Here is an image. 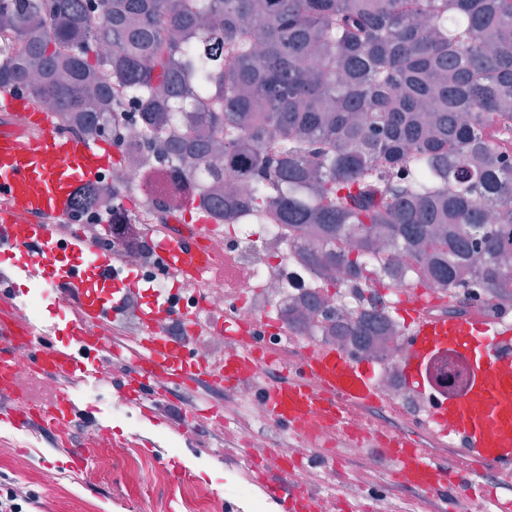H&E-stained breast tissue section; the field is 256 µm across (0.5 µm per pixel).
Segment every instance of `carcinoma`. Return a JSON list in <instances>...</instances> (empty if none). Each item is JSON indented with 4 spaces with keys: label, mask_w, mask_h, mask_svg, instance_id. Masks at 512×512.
Listing matches in <instances>:
<instances>
[{
    "label": "carcinoma",
    "mask_w": 512,
    "mask_h": 512,
    "mask_svg": "<svg viewBox=\"0 0 512 512\" xmlns=\"http://www.w3.org/2000/svg\"><path fill=\"white\" fill-rule=\"evenodd\" d=\"M0 0V90L104 125L114 88L143 104L157 157L196 180L208 156L250 181L245 200L198 208L275 212L352 251L373 281L378 245L410 252L470 300L512 299V0ZM217 96L221 110L196 112ZM192 123L185 135L174 131ZM269 149L259 151L255 140ZM82 184L69 208H96ZM385 331L369 315L334 328Z\"/></svg>",
    "instance_id": "carcinoma-1"
}]
</instances>
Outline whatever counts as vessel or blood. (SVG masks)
I'll list each match as a JSON object with an SVG mask.
<instances>
[{
	"label": "vessel or blood",
	"instance_id": "obj_1",
	"mask_svg": "<svg viewBox=\"0 0 512 512\" xmlns=\"http://www.w3.org/2000/svg\"><path fill=\"white\" fill-rule=\"evenodd\" d=\"M108 164L98 145L58 134L49 107L31 96L1 92L0 250L53 267L62 244L70 253L86 254L97 276L111 281L112 254L101 252L81 234H60L74 190ZM212 232V225L201 224L195 234L160 240L175 279L184 286H197L223 272V260L208 248ZM81 282L76 270L53 279L55 288L74 295L75 321L82 330L75 345L63 347L49 342L45 330L21 316L15 289L0 282V414L18 429L50 430L63 445L79 413L67 384L80 367L103 356L125 364V374L113 382L121 394L146 380L164 385L185 376L167 356L168 338L146 334L132 345L115 339L113 323L124 299L113 300L108 311L87 305L79 299ZM425 307V298L412 290L395 304L405 318L407 338L400 372L408 387H427L426 365L439 339L467 362L471 375L464 395L435 408L428 418L433 436L459 442L462 451L454 465L435 462L412 437L380 436L362 420L375 400L372 373L338 351L308 352L301 374L262 381L254 375L261 352L241 335L237 321L228 318L223 324L236 336V348L227 353L221 370L197 362L194 372L215 388L251 384L253 397L266 402L273 417L304 426L315 445L313 457L334 467L346 468L349 460L325 454L324 443L345 448L360 439L409 472L426 498H444L452 487L482 496L487 491L482 464L497 465L503 476L512 477V316L493 319L478 311L437 316ZM282 456V450L273 449L272 462L259 464L266 490L283 512H315L311 495L293 481Z\"/></svg>",
	"mask_w": 512,
	"mask_h": 512
}]
</instances>
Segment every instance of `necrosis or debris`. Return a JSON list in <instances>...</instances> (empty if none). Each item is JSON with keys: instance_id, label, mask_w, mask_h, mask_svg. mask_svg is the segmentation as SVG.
<instances>
[{"instance_id": "necrosis-or-debris-1", "label": "necrosis or debris", "mask_w": 512, "mask_h": 512, "mask_svg": "<svg viewBox=\"0 0 512 512\" xmlns=\"http://www.w3.org/2000/svg\"><path fill=\"white\" fill-rule=\"evenodd\" d=\"M140 112V104L128 100L114 116L115 136L132 158L118 170L101 174V183L111 188L103 206L105 211L114 212L117 223L135 229L163 220L176 227L180 215L193 202V185L172 168L146 161L138 150ZM130 193L139 199L133 210L125 206ZM214 223L219 230L209 245L235 256L237 290L229 292L218 283L199 290L184 289L176 298L178 312L188 313L201 307L210 312L233 309L257 348L273 355L281 370L297 369L296 349L300 346L335 349L352 361L374 364L377 425L389 432L415 437L437 459L445 461L458 452L454 441L432 442L422 423L437 400L463 395L468 367L462 358L451 352L436 355L429 366L433 388L419 393L407 388L400 379L399 364L406 348L403 324H396L393 336L384 342L376 336L336 338L322 331L335 319L352 320L370 310L377 311L382 320H389L392 302L409 286L405 274L415 267L410 254L402 250L395 254L394 261L403 274L392 279L388 287H379L374 282L355 285L313 272L308 254L323 246L322 239L314 233L292 231L265 218L257 224L240 222L228 226L218 217ZM106 248L137 268L141 280L153 292L169 288V263L163 252L152 246L144 251L128 249L119 234L111 236ZM221 405L223 416L207 420L214 433L209 450L224 453L223 434L229 426H236L239 451L235 459L240 474L224 488V499L234 502V512H268V502L257 491L259 481L252 472V463L268 458L274 447L285 449L297 462L292 477L306 484L318 512H335L340 495L353 501L359 512H393L381 483L364 484L332 466L313 470L309 462L311 440L272 417L264 401L254 399L245 387L224 392Z\"/></svg>"}]
</instances>
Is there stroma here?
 <instances>
[{"label": "stroma", "instance_id": "1", "mask_svg": "<svg viewBox=\"0 0 512 512\" xmlns=\"http://www.w3.org/2000/svg\"><path fill=\"white\" fill-rule=\"evenodd\" d=\"M76 393L87 408L86 423L109 427L125 446L89 448L88 467L96 484L76 472L65 449L43 436L39 454L9 442L0 443V489L23 487L34 501V512H194L192 490L209 493L214 512L224 508V479L234 475V458L209 452L206 429L185 426V401L179 395L165 399L142 397L148 410L137 427L113 411L118 394L102 377L76 380ZM177 450H170L171 441ZM197 462L186 469L185 459Z\"/></svg>", "mask_w": 512, "mask_h": 512}]
</instances>
